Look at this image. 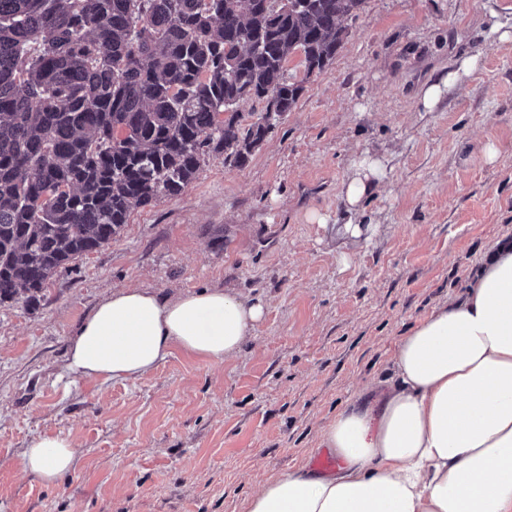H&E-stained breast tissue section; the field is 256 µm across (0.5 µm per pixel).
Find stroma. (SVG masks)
<instances>
[{
    "instance_id": "1",
    "label": "stroma",
    "mask_w": 512,
    "mask_h": 512,
    "mask_svg": "<svg viewBox=\"0 0 512 512\" xmlns=\"http://www.w3.org/2000/svg\"><path fill=\"white\" fill-rule=\"evenodd\" d=\"M344 25L322 72L288 58L303 91L245 166L206 157L179 196L133 209L35 301L0 305V512H248L512 240V0H363ZM464 57L472 72L423 110L419 90ZM365 152L387 155L388 176L365 204L373 231L356 236L339 190ZM127 286L232 288L264 314L218 364L176 349L137 380L64 376L72 335ZM45 435L76 450L52 485L20 466Z\"/></svg>"
}]
</instances>
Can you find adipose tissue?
Returning <instances> with one entry per match:
<instances>
[{"label": "adipose tissue", "mask_w": 512, "mask_h": 512, "mask_svg": "<svg viewBox=\"0 0 512 512\" xmlns=\"http://www.w3.org/2000/svg\"><path fill=\"white\" fill-rule=\"evenodd\" d=\"M387 177L383 158H355L341 184L346 222ZM260 301L205 287L168 297L149 288L103 296L66 353L83 379H138L173 349L212 362L235 355ZM395 377L337 414L322 433L336 474L303 469L268 482L249 512H512V243L494 244L466 292L401 338ZM73 442L43 436L21 458L47 484L72 470Z\"/></svg>", "instance_id": "ef3b65f1"}]
</instances>
